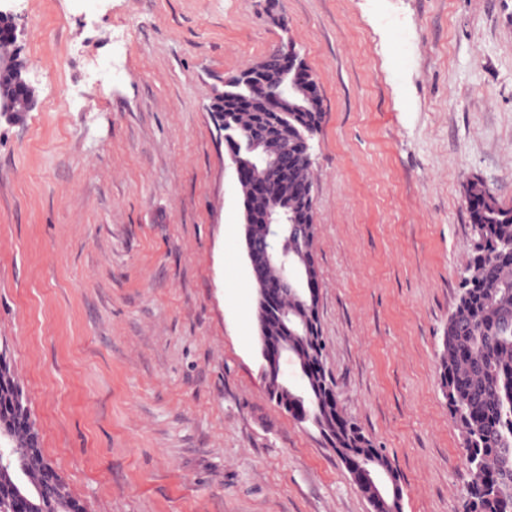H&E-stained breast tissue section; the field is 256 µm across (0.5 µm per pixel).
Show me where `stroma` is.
I'll use <instances>...</instances> for the list:
<instances>
[{
  "mask_svg": "<svg viewBox=\"0 0 512 512\" xmlns=\"http://www.w3.org/2000/svg\"><path fill=\"white\" fill-rule=\"evenodd\" d=\"M9 0L38 106L0 117V345L87 512H371L270 402L240 186L209 105L293 43L323 122L319 316L402 512H464L439 385L473 235L512 207V0Z\"/></svg>",
  "mask_w": 512,
  "mask_h": 512,
  "instance_id": "35a3bbf8",
  "label": "stroma"
}]
</instances>
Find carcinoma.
<instances>
[{
    "label": "carcinoma",
    "mask_w": 512,
    "mask_h": 512,
    "mask_svg": "<svg viewBox=\"0 0 512 512\" xmlns=\"http://www.w3.org/2000/svg\"><path fill=\"white\" fill-rule=\"evenodd\" d=\"M29 87L11 74H0V95L21 98ZM217 108L235 139L264 140L272 133L288 137V179L265 162L255 164L248 182L265 183L272 198L288 206V214L301 219L314 215L299 200V190L314 186L312 164L306 149L322 123V102L310 110L277 109L263 99L259 86H227L216 97ZM474 247L461 273L455 310L443 332L439 378L448 412L463 437L466 460L473 479L467 489L466 512H512V207L503 206L480 180H470L465 190ZM277 246L290 263L265 269L255 287L287 278L293 268L309 262L301 238L284 236ZM276 315L264 322L262 339L288 340V352L300 370L301 394L290 388L268 393L284 409L297 408L304 422L314 426L335 448L360 492L374 512H395L398 498H378L369 477L352 469L365 459L371 468L397 481V471L382 451L373 447L362 428L344 417L336 393L326 391L332 380L325 369V340L318 312L299 293L284 288L276 299ZM311 326L309 335L283 327L279 315ZM7 422L13 441L0 443V512H57L64 503L70 512H87L74 498L64 478L43 453L39 430L28 407L20 381L6 350L0 349V422Z\"/></svg>",
    "instance_id": "carcinoma-1"
}]
</instances>
